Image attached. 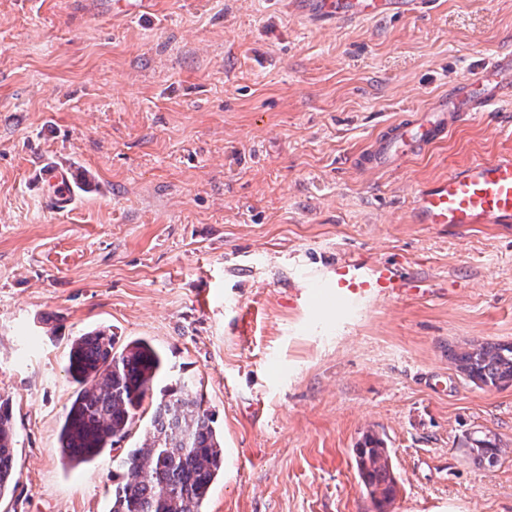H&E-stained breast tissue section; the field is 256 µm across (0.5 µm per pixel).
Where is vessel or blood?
Returning a JSON list of instances; mask_svg holds the SVG:
<instances>
[{"mask_svg":"<svg viewBox=\"0 0 512 512\" xmlns=\"http://www.w3.org/2000/svg\"><path fill=\"white\" fill-rule=\"evenodd\" d=\"M422 0H298L303 14L328 22H353L416 13ZM512 93V58L476 71L422 108L413 121H402L377 137L360 156L362 167L381 170L415 156L442 140L458 122L484 111ZM44 195L67 206L72 195L68 169L44 168ZM415 224H511L512 153L469 162L448 177L417 190L410 210ZM330 289L337 304L353 309L379 299L402 300L420 294L421 281L408 279L385 262L362 256L338 260L326 275L315 279Z\"/></svg>","mask_w":512,"mask_h":512,"instance_id":"1","label":"vessel or blood"}]
</instances>
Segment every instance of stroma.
<instances>
[{
  "instance_id": "obj_1",
  "label": "stroma",
  "mask_w": 512,
  "mask_h": 512,
  "mask_svg": "<svg viewBox=\"0 0 512 512\" xmlns=\"http://www.w3.org/2000/svg\"><path fill=\"white\" fill-rule=\"evenodd\" d=\"M0 0V397L18 484L0 512H108L105 456L57 450L76 336L164 355L224 433L205 512H373L363 434L385 438L391 512H512V386L480 389L449 346L512 342V227L414 224L422 185L512 152V96L386 172L357 154L512 55V0L323 25L292 0ZM69 168L54 208L43 167ZM360 254L431 297L340 308L307 276ZM497 438L473 460V432ZM464 445L469 454H473L480 462L486 460L488 464H493L503 451L500 443L486 434L468 437Z\"/></svg>"
}]
</instances>
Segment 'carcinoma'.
Wrapping results in <instances>:
<instances>
[{
    "label": "carcinoma",
    "instance_id": "cac0c4a2",
    "mask_svg": "<svg viewBox=\"0 0 512 512\" xmlns=\"http://www.w3.org/2000/svg\"><path fill=\"white\" fill-rule=\"evenodd\" d=\"M448 357L458 370L487 386L512 382V343L484 342ZM163 368L160 352L145 339L123 344L104 330L85 333L68 349L67 372L77 384L58 435L64 463L78 466L110 452L124 441ZM16 430L8 401H0V498L16 483ZM469 454L492 464L502 453L487 435L466 439ZM364 489L394 500L397 479L384 441L366 435L355 448ZM121 480L112 486L109 512H203L211 487L224 472V433L204 397L183 388L158 400L136 447L118 459Z\"/></svg>",
    "mask_w": 512,
    "mask_h": 512
}]
</instances>
